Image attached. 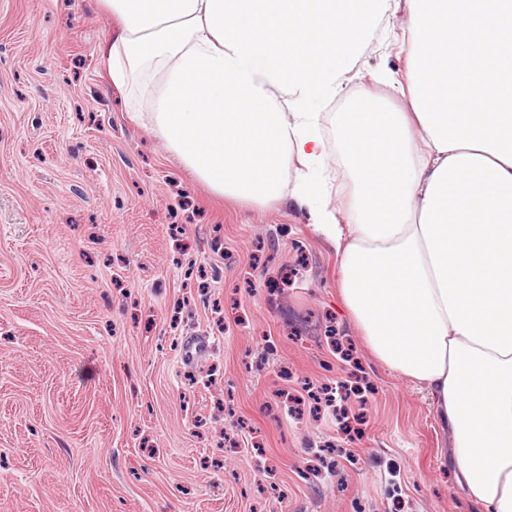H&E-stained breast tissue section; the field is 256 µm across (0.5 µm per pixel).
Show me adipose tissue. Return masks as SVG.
I'll list each match as a JSON object with an SVG mask.
<instances>
[{"label":"adipose tissue","instance_id":"ef3b65f1","mask_svg":"<svg viewBox=\"0 0 512 512\" xmlns=\"http://www.w3.org/2000/svg\"><path fill=\"white\" fill-rule=\"evenodd\" d=\"M113 85L214 196L293 200L336 248L338 294L374 358L424 384L459 481L512 512V0H99ZM406 9L410 108L363 90L336 115L348 205L313 101L336 96Z\"/></svg>","mask_w":512,"mask_h":512}]
</instances>
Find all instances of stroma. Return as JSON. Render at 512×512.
<instances>
[{
  "mask_svg": "<svg viewBox=\"0 0 512 512\" xmlns=\"http://www.w3.org/2000/svg\"><path fill=\"white\" fill-rule=\"evenodd\" d=\"M394 16L321 113L406 67ZM96 0H0V512H484L293 200L211 202L131 120ZM209 349L187 363L182 341ZM361 373L362 437L308 387Z\"/></svg>",
  "mask_w": 512,
  "mask_h": 512,
  "instance_id": "35a3bbf8",
  "label": "stroma"
}]
</instances>
